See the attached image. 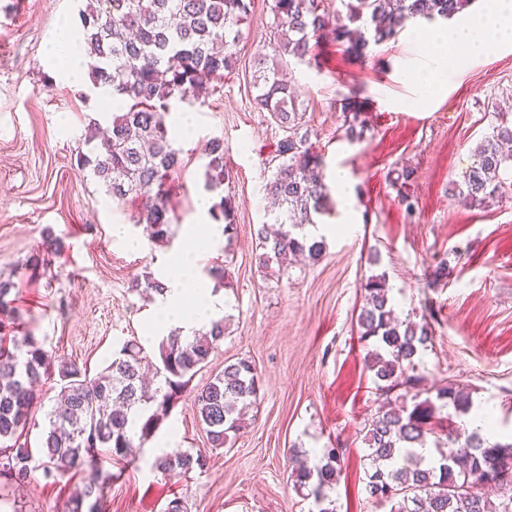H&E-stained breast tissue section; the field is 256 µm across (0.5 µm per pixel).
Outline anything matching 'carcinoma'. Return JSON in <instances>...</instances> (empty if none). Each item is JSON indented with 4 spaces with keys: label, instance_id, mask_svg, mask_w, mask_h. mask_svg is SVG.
Wrapping results in <instances>:
<instances>
[{
    "label": "carcinoma",
    "instance_id": "carcinoma-1",
    "mask_svg": "<svg viewBox=\"0 0 512 512\" xmlns=\"http://www.w3.org/2000/svg\"><path fill=\"white\" fill-rule=\"evenodd\" d=\"M471 0H346V14L332 16L323 0H268L274 49L278 56L310 63L312 46L331 38L344 54L363 58L370 45L395 38L409 18L449 19L469 7ZM252 0H86L80 12L83 47L91 62L95 87L112 88V120L97 131L93 123L87 143L91 152L79 162L90 167L112 199L140 201L138 223L149 228L159 246L172 239L174 220L172 176L181 168L173 148V129L166 115L172 104H192L202 88L224 79L237 62L241 24L250 16ZM253 98L284 131L277 142L278 164L265 186L273 207V233L259 230L264 267L288 269L295 256L311 263L325 253L324 238L309 236L307 228L328 210L330 187L324 155L304 131L294 92L278 67L257 69ZM345 113V137L362 138V104L354 96L340 99ZM492 133L473 151V162L455 183V196L469 206H482L512 190V120L493 113ZM205 187L215 194L210 216L224 220V235L232 238L228 222L234 209L224 196L228 177L224 139L206 147ZM62 242L51 233L25 263L30 277L47 273ZM149 297L165 290L146 271L135 284ZM363 305L357 316L359 339L371 343L365 364L381 403L368 424L366 491L389 512H512V443L489 442L465 427L448 431V449L436 448L431 460L416 452L426 446L434 422L444 408L469 411V393L453 383L439 386L435 398L416 401L411 391L421 381L418 361L432 346L427 320H402L396 315L386 274H374L362 284ZM14 283L0 278V331L16 320ZM226 334L221 318L210 329L183 341L169 332L150 355L132 336L96 374L78 363L52 357L47 337L25 329L20 336H0V479L18 486L36 479L78 476L66 512H105L104 490L120 475L102 469V457L124 470L135 463L133 440L143 443L160 430L172 410L190 395L196 418L213 449L226 447L245 426L246 408L255 403L261 377L248 359L224 366L205 383L189 388L193 376L208 363ZM58 376V402L47 414L41 451L35 464L27 436L35 427L36 387ZM413 400L397 409L392 399ZM210 456L189 450L155 457L152 468L168 477L206 471ZM340 475L339 451L324 448L317 463L292 474L295 490L314 497L317 512H336L331 492Z\"/></svg>",
    "mask_w": 512,
    "mask_h": 512
}]
</instances>
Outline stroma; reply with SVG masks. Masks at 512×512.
<instances>
[{
	"label": "stroma",
	"mask_w": 512,
	"mask_h": 512,
	"mask_svg": "<svg viewBox=\"0 0 512 512\" xmlns=\"http://www.w3.org/2000/svg\"><path fill=\"white\" fill-rule=\"evenodd\" d=\"M86 0H0V276L12 278L20 320L35 325L57 356L100 371L132 336L156 352L159 337L144 336L150 300L134 289L143 272L159 271L179 246L185 225L196 223L204 192V148L224 140L234 202L233 240L218 237L209 262H226L231 279L218 285L230 326L218 351L193 378L202 384L226 364L245 358L262 379L256 408L232 445L210 448L190 397H183L156 433L164 452L200 451L207 472L165 477L151 468L156 454L143 444L132 467L104 461L116 478L106 512H165L181 498L189 512H313V497L290 479V450L317 462L339 448L341 473L332 497L337 512H387L366 492L365 435L379 400L365 366L357 316L362 283L386 273L401 318L428 316L434 346L420 363L419 399L452 381L471 400L492 407L502 436L512 435V197L487 207H464L451 196L472 151L491 132L492 102L512 96V43L462 66L447 94L416 103L403 77L429 54L411 26L396 39L370 46L354 62L335 44L313 46V65L290 64V83L310 140L328 171L343 169L354 196L357 230L326 237L315 264L284 274L262 267L258 231L268 220V162L283 132L259 110L252 87L254 59L273 55L267 0H255L237 65L217 90L194 106L177 104L171 123L188 117L192 131L177 138L182 168L172 186L175 220L170 244L146 243L133 252L112 235L116 224L142 236L135 203L112 200L90 168L77 159L89 122L111 118L90 79H67L49 61L54 31L80 29ZM365 99L363 138L344 137L337 102ZM414 171L400 183L402 168ZM415 202L401 206L400 192ZM64 243L46 275L30 279L28 256L44 232ZM447 273L437 286L424 273L439 261ZM72 485L38 480L19 488L0 480V512H64Z\"/></svg>",
	"instance_id": "obj_1"
}]
</instances>
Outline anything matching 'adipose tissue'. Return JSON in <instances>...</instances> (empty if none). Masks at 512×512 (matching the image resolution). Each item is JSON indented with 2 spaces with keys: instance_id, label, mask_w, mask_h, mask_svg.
Returning a JSON list of instances; mask_svg holds the SVG:
<instances>
[{
  "instance_id": "ef3b65f1",
  "label": "adipose tissue",
  "mask_w": 512,
  "mask_h": 512,
  "mask_svg": "<svg viewBox=\"0 0 512 512\" xmlns=\"http://www.w3.org/2000/svg\"><path fill=\"white\" fill-rule=\"evenodd\" d=\"M421 34L434 50L427 62L409 70L406 77L422 99L429 101L448 85V51L460 50L465 59L477 61L512 41V0H484L476 14L443 27L422 28ZM204 247V234L186 226L180 249L165 265L162 278L166 290L153 297L150 329L175 326L190 337L223 317L226 301L201 272Z\"/></svg>"
}]
</instances>
